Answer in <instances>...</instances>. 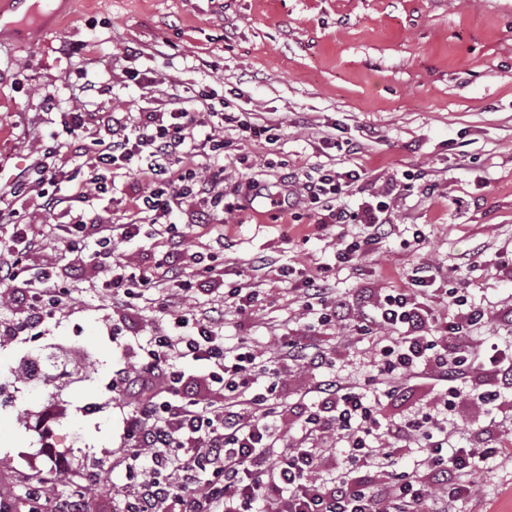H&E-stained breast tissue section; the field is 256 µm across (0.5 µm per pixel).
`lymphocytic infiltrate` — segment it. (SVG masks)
<instances>
[{
	"label": "lymphocytic infiltrate",
	"mask_w": 512,
	"mask_h": 512,
	"mask_svg": "<svg viewBox=\"0 0 512 512\" xmlns=\"http://www.w3.org/2000/svg\"><path fill=\"white\" fill-rule=\"evenodd\" d=\"M206 91L192 97H174L168 111L142 112L126 118L107 117V139L91 153L86 180L96 192L114 191L110 176L126 169L150 182L151 190L132 198L136 214L155 225L157 236L169 232L167 220L175 208L195 203L196 223H205L212 209L237 211L225 201L217 177L192 168L176 169V162L200 151L218 158L225 143L218 137L197 141L195 131L204 122L199 111ZM86 125L84 113L72 111L67 137L54 140L39 158L34 181L14 186L13 196L43 200L54 209L59 198L48 196L45 184L66 179L63 159L71 141ZM362 171L325 170L315 181L288 176L290 205L324 209L335 224H365L371 233L364 242L336 241V260L357 259L364 246L375 244L392 229L384 204L355 211L337 201L361 181ZM14 209H0L1 224H19L22 245L0 253V284L20 307L17 318L0 319V334L19 336L40 326L63 305L66 292L56 287L52 268L30 262L44 248L47 236L32 225L20 224ZM182 249L171 241L163 262L150 271L133 273L113 267L105 287L122 306L132 307L145 291L162 290L163 309L171 310L172 328L153 336L144 348L139 368L122 375L120 390L138 388L143 399L127 419L131 443L120 463L133 488L121 512H456L458 502L474 494V475L481 463L498 457L512 459V448H465L456 445L449 423L451 412L472 397L464 378L478 362H489L500 374H512V345H491L489 351H470L463 335L482 322L484 313L471 307L464 292L446 291L448 315L436 323L424 298L437 277L432 269H414L411 285L387 294L363 311L361 332L372 335L373 364L362 380L319 381L315 398L300 411L304 445L291 448L277 435L283 412L278 394L286 367L331 366L329 354L303 345L290 336L273 339L275 355L242 344L228 350L224 344V308L243 314L252 310L260 291L248 281L237 283L224 297L223 309L189 308L173 311L177 299L189 298L193 286L182 276ZM325 267L300 269L298 291L307 313L318 324L339 317L344 302L333 301ZM183 361L207 369L224 399L198 406L187 392ZM430 373L440 393L439 402L413 407L401 418L383 421L381 401L399 394L403 378ZM345 444L342 463L326 468L321 445L327 433ZM415 455L411 470L397 466L400 453Z\"/></svg>",
	"instance_id": "obj_1"
}]
</instances>
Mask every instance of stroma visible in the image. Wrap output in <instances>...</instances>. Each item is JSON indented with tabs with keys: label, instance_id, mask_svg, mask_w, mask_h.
<instances>
[{
	"label": "stroma",
	"instance_id": "stroma-1",
	"mask_svg": "<svg viewBox=\"0 0 512 512\" xmlns=\"http://www.w3.org/2000/svg\"><path fill=\"white\" fill-rule=\"evenodd\" d=\"M31 15H10L16 29L0 36V189L31 174L40 144L62 131L60 115L89 111L69 168L83 169L92 141L105 137L99 115L163 112L171 97L206 88L217 100L276 126L277 140L220 134L223 160L186 157L184 166L224 171V194L241 202L232 215L205 224L172 217L198 290L188 301L218 307L248 280L264 300L253 313L228 312L224 340L268 341L289 333L332 351L334 370L292 369L280 395L297 402L329 374L366 370L372 343L345 344L351 325L391 289L405 288L427 265L448 287L466 289L483 308L469 331L472 347L512 334V0H36ZM95 82L97 91L83 88ZM359 142L348 157L324 149L323 137ZM359 169L364 176L341 206L386 202L394 228L354 263H336L339 235L365 238L361 224H326L321 211L280 219L277 200L291 172ZM49 241L35 265L54 267L69 295L36 334L0 335V498L20 502L40 472H56L53 493L86 487L85 512H112L128 489L114 461L129 444L126 417L137 394L116 392L140 347L167 324L158 302L134 311L113 304L102 282L113 264L154 268L164 249L151 225L114 240L96 256L95 238L72 253ZM201 252L214 274L197 272ZM331 264V283L345 302L344 321L309 329L288 268ZM40 363L42 381L20 372ZM462 445L494 446L512 438V408L487 415L467 402L457 411ZM459 512H512V462L488 460L475 498Z\"/></svg>",
	"mask_w": 512,
	"mask_h": 512
}]
</instances>
